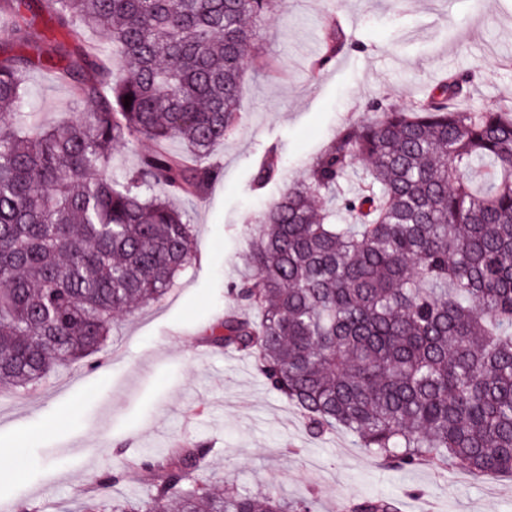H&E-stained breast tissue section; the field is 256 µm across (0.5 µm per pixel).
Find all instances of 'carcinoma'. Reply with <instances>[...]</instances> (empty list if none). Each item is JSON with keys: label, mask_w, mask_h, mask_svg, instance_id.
I'll list each match as a JSON object with an SVG mask.
<instances>
[{"label": "carcinoma", "mask_w": 512, "mask_h": 512, "mask_svg": "<svg viewBox=\"0 0 512 512\" xmlns=\"http://www.w3.org/2000/svg\"><path fill=\"white\" fill-rule=\"evenodd\" d=\"M44 4L72 39L106 32L84 64L110 66L73 85L91 110L47 126L23 111L47 51L0 61V392L23 394L101 349L112 314L161 299L195 260L170 197L216 179L199 160L241 111L253 24L278 0ZM26 5L0 0V21ZM343 47L331 29L313 68ZM471 82L458 74L412 110L378 104L380 117L334 135L256 219L252 273L230 288L254 316H225L209 340L253 357L315 438L341 427L389 467L512 477V111L459 107ZM141 139L153 150L112 178L113 146ZM277 164L271 149L253 187ZM210 452L142 459L147 499L93 497L79 512H311L274 490L190 482ZM348 512L400 510L370 497Z\"/></svg>", "instance_id": "cac0c4a2"}]
</instances>
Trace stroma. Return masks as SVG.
<instances>
[{
    "instance_id": "1",
    "label": "stroma",
    "mask_w": 512,
    "mask_h": 512,
    "mask_svg": "<svg viewBox=\"0 0 512 512\" xmlns=\"http://www.w3.org/2000/svg\"><path fill=\"white\" fill-rule=\"evenodd\" d=\"M257 28L258 62L245 72L242 109L207 157L220 170L199 197H172L193 224L196 258L162 300L115 314L102 351L56 370L21 401L0 400V512L19 503L79 512L97 478L142 452L209 449L193 482L273 488L313 512L355 499L400 498L403 512H512V478L378 464L344 429L312 437L301 413L272 391L251 358L211 346L210 329L236 308L231 282L255 217L301 181L336 131L382 102L410 109L447 75L474 76L469 105L512 107V0H287ZM24 18L49 49L29 72L31 100L50 124L89 111L60 77L81 50L47 10ZM338 22L345 46L313 70L311 38ZM278 175L254 189L269 150Z\"/></svg>"
}]
</instances>
